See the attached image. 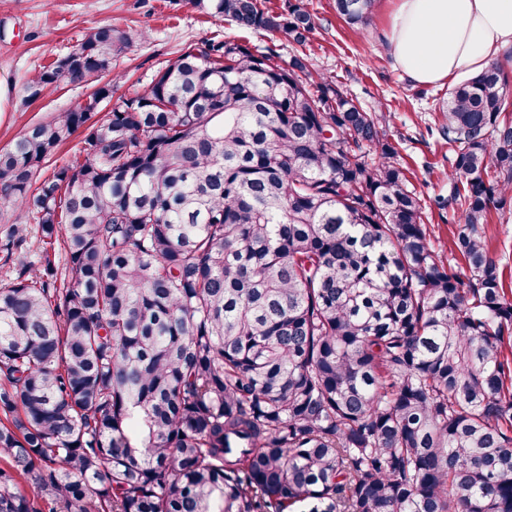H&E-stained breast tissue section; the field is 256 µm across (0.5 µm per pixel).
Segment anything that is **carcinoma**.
Instances as JSON below:
<instances>
[{"label": "carcinoma", "instance_id": "obj_1", "mask_svg": "<svg viewBox=\"0 0 512 512\" xmlns=\"http://www.w3.org/2000/svg\"><path fill=\"white\" fill-rule=\"evenodd\" d=\"M192 4L300 50L190 46L102 115L133 40L103 26L26 84L90 94L0 150L11 238L41 230L0 284V512H512V293L481 231L512 210L508 74L439 102L453 265L390 115L313 71L304 4Z\"/></svg>", "mask_w": 512, "mask_h": 512}]
</instances>
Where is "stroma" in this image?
I'll list each match as a JSON object with an SVG mask.
<instances>
[{
	"label": "stroma",
	"instance_id": "35a3bbf8",
	"mask_svg": "<svg viewBox=\"0 0 512 512\" xmlns=\"http://www.w3.org/2000/svg\"><path fill=\"white\" fill-rule=\"evenodd\" d=\"M316 28L307 51L314 69L333 80L368 109L389 112L383 132L397 144L407 177L422 200L442 241L456 227L442 223L433 201L448 197V159L453 148L439 128L436 100L448 85L419 90L396 70L383 49L393 0H375L369 24L353 27L341 19L335 0H303ZM109 25L133 32L134 41L112 57V70L123 77L115 99L134 96L166 61L210 38L235 39L261 48L275 45L281 61L296 47L271 43L263 33L246 32L211 19L187 0H0V149L9 147L30 125L48 122L73 108L88 93L85 85L65 86L37 100L28 99L26 83L38 69L66 54L92 28ZM21 211L0 209V282L15 278L20 262L36 261L39 231L23 249L12 250L9 229Z\"/></svg>",
	"mask_w": 512,
	"mask_h": 512
}]
</instances>
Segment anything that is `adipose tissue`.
<instances>
[{"label": "adipose tissue", "mask_w": 512, "mask_h": 512, "mask_svg": "<svg viewBox=\"0 0 512 512\" xmlns=\"http://www.w3.org/2000/svg\"><path fill=\"white\" fill-rule=\"evenodd\" d=\"M512 46V0H395L384 49L418 86L483 72Z\"/></svg>", "instance_id": "adipose-tissue-1"}]
</instances>
